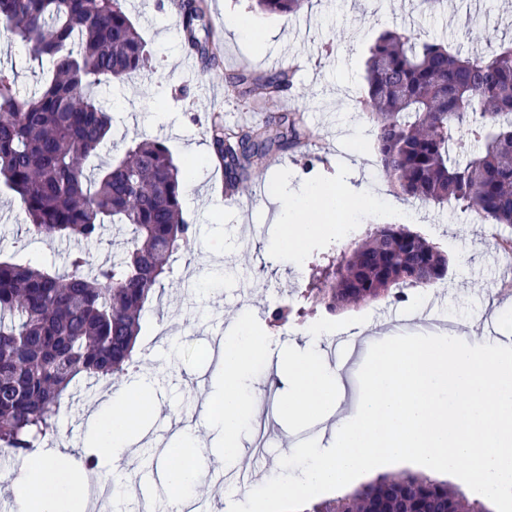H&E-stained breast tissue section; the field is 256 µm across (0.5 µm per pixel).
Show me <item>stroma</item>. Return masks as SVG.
Returning <instances> with one entry per match:
<instances>
[{
    "mask_svg": "<svg viewBox=\"0 0 512 512\" xmlns=\"http://www.w3.org/2000/svg\"><path fill=\"white\" fill-rule=\"evenodd\" d=\"M205 4L218 42V58L210 66L187 52L173 0H126L125 7L148 45L149 64L135 81L115 80L103 89L112 113V136L100 150L98 162L121 156L135 136L162 138L177 164L194 165L183 194V212L196 227L192 253L177 254L161 300L151 302L145 311L136 345L138 368L120 379L156 404L143 427V440L153 454L134 467L101 460L99 478L132 483L137 491L134 499L110 502L111 512H141L146 497L156 512H166L161 452L171 447L183 422L198 431L196 463L213 512L225 510L224 492L213 485L211 463L220 461L237 469L249 458L269 477L288 449L310 434L331 444L330 421H318L315 430L296 433L275 413L264 420L252 417L237 437V457L223 458L224 440L212 425L204 399L224 387L213 376L214 353L237 314L245 308L255 314L257 329L275 338L273 353L300 342L302 330L326 315L323 308L306 307L304 297L312 282L370 227H408L447 257L439 310L452 321L468 320L477 331L484 322L498 323V309L512 304V247L504 245L512 231L452 203L439 208L406 201L373 171L370 126L357 114L368 50L381 32L404 29L421 41L444 40L489 52L512 40V0H443L431 11L420 0H312L308 9L289 16L257 14L251 0H205ZM230 17L258 18L262 30L253 37L241 36L226 27ZM295 54L307 58V70L297 72L293 87L264 106H254L226 90L225 83L241 60L270 71L288 66ZM0 65L14 70L22 93L39 88L44 75L41 64L23 43L1 32ZM283 112L303 115L312 132L310 139L280 152L273 165L253 173L237 201H225L215 189L218 168L207 132L213 114L240 125ZM285 180L339 188L365 184L376 193L378 203L357 216L346 237H314L298 260L272 256L265 246L279 236L280 226L268 195L273 185ZM79 247L76 241L30 233L18 201L0 188V255L61 270L69 253ZM278 305L291 313L286 322L270 323L267 311ZM392 309L388 299L344 308L337 319L366 316L369 334L356 335L350 326L322 336L325 362L341 368L345 404L360 395L359 369L378 341L373 331L390 322ZM107 389L101 382L79 383L63 406L51 439L68 440L80 455L90 454L89 409ZM260 425L271 437L257 457L252 449L254 429Z\"/></svg>",
    "mask_w": 512,
    "mask_h": 512,
    "instance_id": "1",
    "label": "stroma"
}]
</instances>
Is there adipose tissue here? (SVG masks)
Returning <instances> with one entry per match:
<instances>
[{"instance_id":"ef3b65f1","label":"adipose tissue","mask_w":512,"mask_h":512,"mask_svg":"<svg viewBox=\"0 0 512 512\" xmlns=\"http://www.w3.org/2000/svg\"><path fill=\"white\" fill-rule=\"evenodd\" d=\"M273 201L276 220L282 227L280 236L266 245L274 254L285 250L300 253L310 237L332 232L343 207L342 196L335 189L311 184L282 185L274 192ZM252 327L251 316L241 314L234 333L225 337L221 349L224 395L212 417L224 433V451L229 455L235 454L238 431L251 417L252 375L266 362L274 343L272 337L253 334ZM152 409V404L140 396L124 389L114 391L111 409L91 413L98 447L113 460H131L139 423ZM72 457L63 440L22 457V475L11 485L21 512H73V504H87L88 483L74 479L69 465Z\"/></svg>"}]
</instances>
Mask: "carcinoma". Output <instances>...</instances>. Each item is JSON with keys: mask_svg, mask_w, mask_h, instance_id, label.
Segmentation results:
<instances>
[{"mask_svg": "<svg viewBox=\"0 0 512 512\" xmlns=\"http://www.w3.org/2000/svg\"><path fill=\"white\" fill-rule=\"evenodd\" d=\"M311 0H255L266 14L294 15ZM188 46L216 59L204 0H179ZM0 28L49 65L46 82L20 95L0 68V185L18 198L37 236L92 243L106 226L130 229L110 264L89 252L66 270L0 259V447L25 455L42 442L73 387L128 374L141 320L168 271L189 251L195 228L182 216L190 165L178 166L157 138L131 140L123 156L91 167L112 117L99 97L110 80L140 72L148 50L124 0H0ZM361 112L372 123L377 172L404 197L512 228V39L472 54L441 41L385 31L366 61ZM287 68H243L229 78L253 103L292 86ZM294 113L260 127L212 126L224 187L236 197L276 151L301 143ZM482 145L476 153L468 143ZM448 262L420 235L377 226L310 290L328 311L431 288ZM305 512H488L458 488L421 473L385 477Z\"/></svg>", "mask_w": 512, "mask_h": 512, "instance_id": "obj_1", "label": "carcinoma"}]
</instances>
